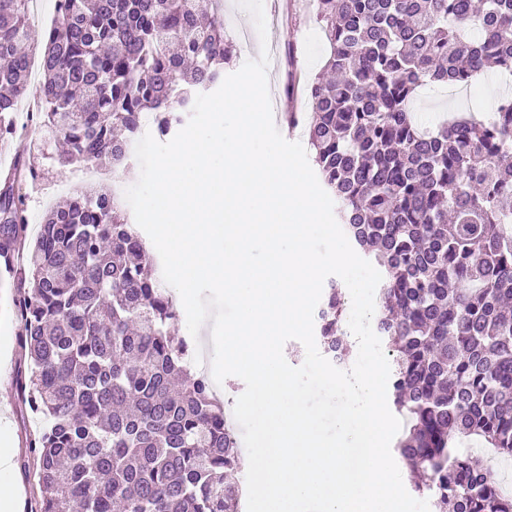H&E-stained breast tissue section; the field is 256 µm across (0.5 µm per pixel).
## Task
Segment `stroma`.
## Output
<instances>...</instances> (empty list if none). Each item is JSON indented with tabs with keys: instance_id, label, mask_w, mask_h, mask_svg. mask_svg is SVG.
I'll return each mask as SVG.
<instances>
[{
	"instance_id": "stroma-1",
	"label": "stroma",
	"mask_w": 512,
	"mask_h": 512,
	"mask_svg": "<svg viewBox=\"0 0 512 512\" xmlns=\"http://www.w3.org/2000/svg\"><path fill=\"white\" fill-rule=\"evenodd\" d=\"M224 28L228 36L238 41V57L225 68L226 73L231 74L247 60L259 58L261 45L251 15L237 0H224ZM268 36L276 40L278 47H295L298 76L306 78L320 72L327 45L305 0H291L287 21L269 25ZM491 85L501 91L506 83L499 74L492 72L479 78L466 96L449 94L443 87L421 89L414 114L423 126L435 127L454 112L477 105L489 106L492 98L487 88ZM13 121L16 134L7 145L0 147V172L7 170L18 156L36 167L38 179L22 181L20 192L30 218L38 220L43 214L38 198L49 196L54 201H63L64 186H83L82 170L56 161L55 142L49 141L44 129L31 127L27 113H15ZM11 282V274L0 265V351L6 356L4 367L0 368V439H7L21 457L28 449L30 435L41 427L42 421L24 404L15 384L21 354L17 343L19 324L11 310Z\"/></svg>"
}]
</instances>
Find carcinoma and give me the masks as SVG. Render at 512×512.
<instances>
[{
    "label": "carcinoma",
    "instance_id": "obj_1",
    "mask_svg": "<svg viewBox=\"0 0 512 512\" xmlns=\"http://www.w3.org/2000/svg\"><path fill=\"white\" fill-rule=\"evenodd\" d=\"M30 0H0V144L31 94ZM41 33L36 122L66 144L63 165L129 159L150 112L164 138L236 53L224 0H56ZM328 44L307 82L302 127L350 238L382 276L378 326L395 354L396 450L434 512H512L490 471L457 440L512 457V93L491 115L420 129L424 85L512 75V0H310ZM17 158L0 178V260L28 372L18 390L46 427L21 462L35 512H240L244 462L208 377L171 335L173 296L110 190L76 189L27 243ZM343 291L316 317L342 357Z\"/></svg>",
    "mask_w": 512,
    "mask_h": 512
}]
</instances>
